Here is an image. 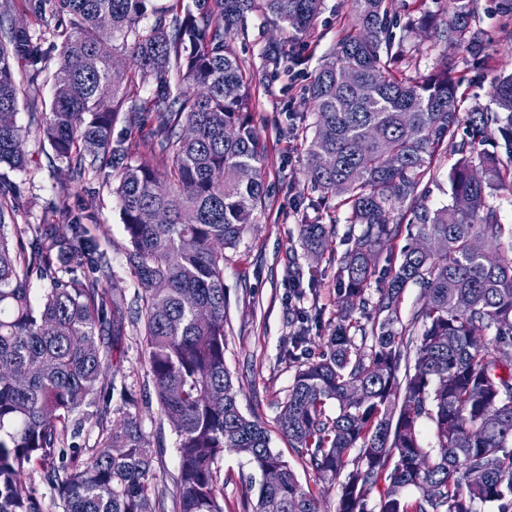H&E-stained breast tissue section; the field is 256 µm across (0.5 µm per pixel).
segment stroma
Returning a JSON list of instances; mask_svg holds the SVG:
<instances>
[{"instance_id":"obj_1","label":"stroma","mask_w":512,"mask_h":512,"mask_svg":"<svg viewBox=\"0 0 512 512\" xmlns=\"http://www.w3.org/2000/svg\"><path fill=\"white\" fill-rule=\"evenodd\" d=\"M473 26L486 33L489 53L486 67L474 69L464 47L415 44L422 71L443 66L466 74L461 86L462 111L488 105L491 85L500 74L512 73V17L501 11V0H474ZM352 17L350 0H324L309 33L298 35L276 27L260 16L248 21L245 36L235 37L233 47L253 77L255 106L253 129L266 151L265 182L270 189L267 205L256 223L247 225L237 246L224 252V363L239 392V407L257 417L267 429L271 445L280 451L304 484L316 477L277 427L280 407L288 395L295 368L284 356L295 331L291 323L298 311L311 317L309 334L313 352H321L336 322V253L345 248L347 207L324 205L319 192L308 187L304 176L302 138L313 120L306 87L329 56L344 26ZM7 23L41 35L46 63H53L62 41L45 33L43 23L28 0H12ZM271 42L286 44L297 62L275 71L263 69L260 52ZM37 101L20 98L16 122L25 132L24 169L0 165V187H20L22 196L15 215L20 224H50L53 201L65 198L76 212L89 215L88 227L112 256V270L125 291L127 310H135L136 280L123 257L126 234L118 200L103 176L90 173L68 181L39 127L48 112L54 88L50 72H43ZM327 225L329 242L320 260L306 257L299 241V213ZM112 368L128 387L126 408L139 416L154 455L155 488L162 495L165 512H175L179 473L176 435L161 415L152 376L144 355L143 329L128 321L121 335L112 337ZM253 469L232 452L225 453L224 512H252L253 492L246 479Z\"/></svg>"}]
</instances>
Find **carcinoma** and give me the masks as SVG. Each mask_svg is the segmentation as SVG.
I'll return each instance as SVG.
<instances>
[{
	"label": "carcinoma",
	"mask_w": 512,
	"mask_h": 512,
	"mask_svg": "<svg viewBox=\"0 0 512 512\" xmlns=\"http://www.w3.org/2000/svg\"><path fill=\"white\" fill-rule=\"evenodd\" d=\"M55 2L42 20L65 34L40 130L68 178L115 174L124 258L142 290L135 323L176 434V512H224L226 451L259 474L248 480L253 512L272 500L280 512H326L321 491L303 486L265 427L242 413L224 365V249L267 199L251 75L231 40L254 13L305 34L323 0H195L193 9L173 0L150 25L149 0ZM448 4L442 19L408 14L398 34L392 0H351L352 23L307 89L306 181L324 200L344 196L348 230L336 256V327L327 350L303 361L295 349L306 329L293 336L296 370L277 425L318 481L337 488V512H512V226L489 202L512 188V73L494 81L495 111L464 117L461 80L412 64L414 36L486 60L472 0ZM40 45L0 23V164L13 168L25 164L15 115L20 95L38 94ZM289 58L276 43L262 52L275 70ZM143 115L157 125L142 140L113 137L119 119L133 128ZM447 142L458 155L448 203L432 208L424 184ZM16 205L0 192V512H42L23 477L33 464L62 512H164L138 415L102 417L114 396L128 398L126 386L101 384L106 336L126 319L108 252L65 201L52 205L56 224H12ZM189 212L193 224L183 222ZM405 224L410 243L396 253ZM299 238L314 255L328 230L306 221ZM426 238L438 249H419ZM34 271L48 280L38 300ZM412 285L421 306L405 323ZM92 423L96 445L81 448Z\"/></svg>",
	"instance_id": "1"
}]
</instances>
